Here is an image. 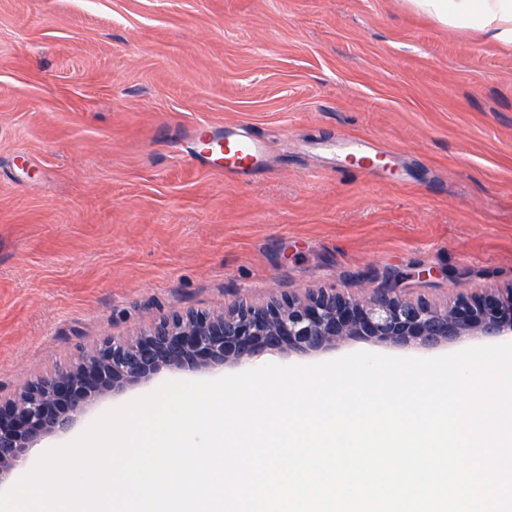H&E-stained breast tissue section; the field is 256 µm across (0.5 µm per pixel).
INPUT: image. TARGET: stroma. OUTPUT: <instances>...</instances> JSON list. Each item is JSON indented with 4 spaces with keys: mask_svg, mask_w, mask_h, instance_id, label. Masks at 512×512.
Wrapping results in <instances>:
<instances>
[{
    "mask_svg": "<svg viewBox=\"0 0 512 512\" xmlns=\"http://www.w3.org/2000/svg\"><path fill=\"white\" fill-rule=\"evenodd\" d=\"M266 138L250 176L185 134ZM385 152L348 166L339 134ZM512 286V47L407 0H0V396L161 315ZM370 337L267 363L367 351ZM197 373L161 370L79 417Z\"/></svg>",
    "mask_w": 512,
    "mask_h": 512,
    "instance_id": "1",
    "label": "stroma"
}]
</instances>
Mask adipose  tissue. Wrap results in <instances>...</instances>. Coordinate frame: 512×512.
I'll list each match as a JSON object with an SVG mask.
<instances>
[{
  "mask_svg": "<svg viewBox=\"0 0 512 512\" xmlns=\"http://www.w3.org/2000/svg\"><path fill=\"white\" fill-rule=\"evenodd\" d=\"M437 22L512 44V0H412Z\"/></svg>",
  "mask_w": 512,
  "mask_h": 512,
  "instance_id": "1",
  "label": "adipose tissue"
}]
</instances>
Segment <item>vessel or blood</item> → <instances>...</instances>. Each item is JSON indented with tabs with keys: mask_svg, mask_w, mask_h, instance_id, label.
<instances>
[{
	"mask_svg": "<svg viewBox=\"0 0 512 512\" xmlns=\"http://www.w3.org/2000/svg\"><path fill=\"white\" fill-rule=\"evenodd\" d=\"M190 137L197 145L195 159L202 162L212 153H223L226 173L255 174L266 166L265 140L261 135L233 131L225 133L221 138L207 139L195 129L191 131Z\"/></svg>",
	"mask_w": 512,
	"mask_h": 512,
	"instance_id": "1",
	"label": "vessel or blood"
}]
</instances>
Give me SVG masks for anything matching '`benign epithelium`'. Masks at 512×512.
<instances>
[{
    "label": "benign epithelium",
    "mask_w": 512,
    "mask_h": 512,
    "mask_svg": "<svg viewBox=\"0 0 512 512\" xmlns=\"http://www.w3.org/2000/svg\"><path fill=\"white\" fill-rule=\"evenodd\" d=\"M512 335V287L459 295L441 307L411 301L395 288L359 300L318 289L264 304L234 303L222 312H175L126 340L82 350L67 368L0 398V483L38 442L63 435L88 408L145 383L161 369L207 371L240 365L266 352L288 356L327 350L356 336L432 347L451 340Z\"/></svg>",
    "instance_id": "1"
}]
</instances>
